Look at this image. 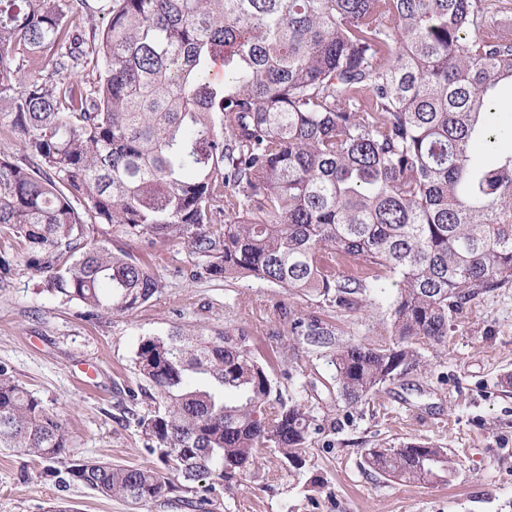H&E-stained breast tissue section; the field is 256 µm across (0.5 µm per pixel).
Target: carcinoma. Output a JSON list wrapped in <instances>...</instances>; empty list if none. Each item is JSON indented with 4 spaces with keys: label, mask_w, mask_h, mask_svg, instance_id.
I'll use <instances>...</instances> for the list:
<instances>
[{
    "label": "carcinoma",
    "mask_w": 512,
    "mask_h": 512,
    "mask_svg": "<svg viewBox=\"0 0 512 512\" xmlns=\"http://www.w3.org/2000/svg\"><path fill=\"white\" fill-rule=\"evenodd\" d=\"M224 60V81L210 76ZM512 0H0V233L45 290L89 315L162 288L111 224L192 259L193 279L251 276L355 313L395 289L384 333L313 320L350 409L448 347L455 319L512 281ZM244 327L143 338L158 406L138 420L169 475L71 454L63 422L0 365V448L141 510L180 484L231 496L266 455L300 477L336 423L283 400ZM371 472L448 483L432 441L376 444Z\"/></svg>",
    "instance_id": "cac0c4a2"
}]
</instances>
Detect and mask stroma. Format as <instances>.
Returning <instances> with one entry per match:
<instances>
[{
  "label": "stroma",
  "instance_id": "stroma-1",
  "mask_svg": "<svg viewBox=\"0 0 512 512\" xmlns=\"http://www.w3.org/2000/svg\"><path fill=\"white\" fill-rule=\"evenodd\" d=\"M145 259L162 288L147 304L124 314L92 316L78 301L44 291L39 272L20 262L0 273V365L7 366L46 410L61 418L78 456L117 465L160 468L138 427L152 411L151 389L135 370L139 341L181 325L244 327L256 356L270 361L283 398L307 390L336 420L330 441L307 451L301 479L270 476L249 481L234 495L197 483L144 512H512V282L478 298L457 319L441 352L426 350V367L384 385L376 404L349 410L334 391V367L303 344L304 373L276 362L288 315L318 319L343 339H375L381 313L346 315L252 277L230 282L189 281L185 251L175 245L146 250L107 224L90 230ZM98 371L85 380V364ZM434 440L458 461L448 484L401 486L365 470L361 451L377 440ZM33 455L0 449V512H49L66 503L72 512H132L124 501L45 475Z\"/></svg>",
  "mask_w": 512,
  "mask_h": 512
}]
</instances>
